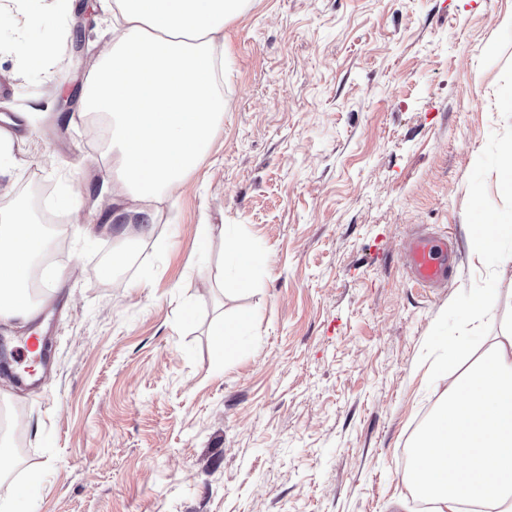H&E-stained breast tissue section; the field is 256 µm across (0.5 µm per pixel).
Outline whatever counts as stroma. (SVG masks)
Listing matches in <instances>:
<instances>
[{
	"instance_id": "1",
	"label": "stroma",
	"mask_w": 512,
	"mask_h": 512,
	"mask_svg": "<svg viewBox=\"0 0 512 512\" xmlns=\"http://www.w3.org/2000/svg\"><path fill=\"white\" fill-rule=\"evenodd\" d=\"M26 7L38 26L0 0V114L16 120L0 209L27 201L65 242L38 268L46 381L0 371L22 440L0 499L34 470L30 512H418L402 474L445 387L429 339L459 335L488 278L495 316L472 354L512 322V265L478 262L467 240L473 199L512 207L495 178L512 140L497 105L512 91L499 26L512 0H250L224 29V124L148 238L100 231L120 209L101 191L112 148L86 99L58 106L100 63L111 12ZM53 35L49 75L28 72L18 37ZM422 228L458 243L440 288L404 265ZM231 238L269 264L245 293ZM243 311L252 327L225 353L213 329Z\"/></svg>"
}]
</instances>
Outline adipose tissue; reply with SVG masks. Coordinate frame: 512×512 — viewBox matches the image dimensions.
<instances>
[{"instance_id": "ef3b65f1", "label": "adipose tissue", "mask_w": 512, "mask_h": 512, "mask_svg": "<svg viewBox=\"0 0 512 512\" xmlns=\"http://www.w3.org/2000/svg\"><path fill=\"white\" fill-rule=\"evenodd\" d=\"M112 42L88 77V106L107 121L117 150L116 177L101 190L134 202L128 221L170 197L208 153L224 122L216 93L223 46L218 37L249 0H113ZM478 260L512 261V208L478 211L468 229ZM48 245L45 225L24 204L0 226V322L27 324L37 302L28 287ZM227 257L245 292L266 263L240 240ZM467 336L444 343L432 363L446 387L411 444L403 481L431 512H512V325L478 355Z\"/></svg>"}]
</instances>
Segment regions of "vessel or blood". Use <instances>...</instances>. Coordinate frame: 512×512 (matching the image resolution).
I'll use <instances>...</instances> for the list:
<instances>
[{
	"label": "vessel or blood",
	"instance_id": "vessel-or-blood-1",
	"mask_svg": "<svg viewBox=\"0 0 512 512\" xmlns=\"http://www.w3.org/2000/svg\"><path fill=\"white\" fill-rule=\"evenodd\" d=\"M405 258L408 271L416 283L436 288L447 282L457 254L450 238L419 234L407 241Z\"/></svg>",
	"mask_w": 512,
	"mask_h": 512
}]
</instances>
